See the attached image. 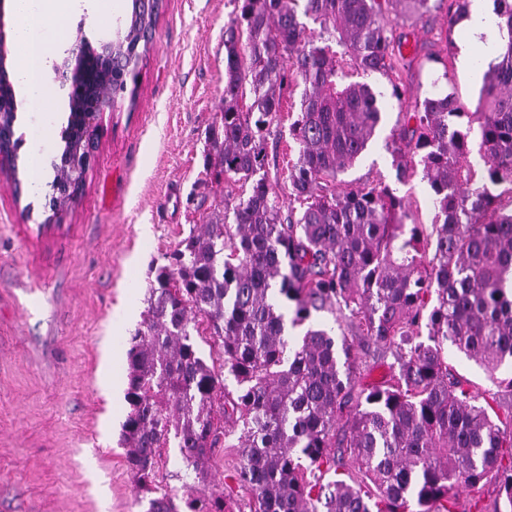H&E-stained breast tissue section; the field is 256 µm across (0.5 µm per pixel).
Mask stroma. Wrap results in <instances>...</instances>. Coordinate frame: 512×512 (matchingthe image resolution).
Masks as SVG:
<instances>
[{
  "label": "stroma",
  "mask_w": 512,
  "mask_h": 512,
  "mask_svg": "<svg viewBox=\"0 0 512 512\" xmlns=\"http://www.w3.org/2000/svg\"><path fill=\"white\" fill-rule=\"evenodd\" d=\"M234 0H162L135 105L100 122L84 189L60 223L43 227L48 191L16 200L9 168L0 169V512H145L118 444L128 405L125 338L141 321L152 263L205 220L241 183L205 181V130L224 106V28ZM395 33L425 53L448 54L452 80L430 67L399 68L401 98L384 76V120L345 180L397 186L420 223L432 224L430 189L421 174L398 184L386 148L401 104L451 94L474 111L491 36L470 44L466 22L447 10L398 17ZM469 46L471 68L460 62ZM352 349L356 388L382 384L393 357L358 337L348 320L323 312ZM455 377L512 417V392L490 382L455 349L445 353Z\"/></svg>",
  "instance_id": "35a3bbf8"
}]
</instances>
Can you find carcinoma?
I'll list each match as a JSON object with an SVG mask.
<instances>
[{
  "label": "carcinoma",
  "instance_id": "cac0c4a2",
  "mask_svg": "<svg viewBox=\"0 0 512 512\" xmlns=\"http://www.w3.org/2000/svg\"><path fill=\"white\" fill-rule=\"evenodd\" d=\"M235 2L224 29V110L206 128L204 168L212 181L251 189L215 204L164 255L126 341L119 444L146 512H232L222 488L178 498L155 484L172 439L186 470L206 481L229 418L242 448L233 478L251 495L250 512H409L412 501L415 512H456L455 489L490 475L512 512V466L503 465L512 432L444 359L451 345L512 392V375L497 377L512 367V0H495V62L475 111L450 94L418 99L387 145L398 181L421 168L435 211L429 229L397 189L339 179L382 121V93L351 74L387 77L404 58L381 0ZM387 3L397 15H424L443 0ZM158 15L133 0L108 49L79 60L71 111L110 81V53L135 59L136 72L112 86L118 102L135 103ZM294 83L303 91L289 126L285 204L268 183L267 146ZM16 110L13 82L3 80L0 121L15 124ZM283 301L294 303L293 325L308 324L293 344ZM322 311L346 312L358 335L394 351L398 368L385 385L353 394L351 348L311 322ZM203 333L224 372L201 355L194 336ZM346 458L359 478L323 482Z\"/></svg>",
  "mask_w": 512,
  "mask_h": 512
}]
</instances>
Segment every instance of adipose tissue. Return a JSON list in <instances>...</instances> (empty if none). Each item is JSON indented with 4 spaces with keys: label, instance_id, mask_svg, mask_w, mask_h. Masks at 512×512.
Returning a JSON list of instances; mask_svg holds the SVG:
<instances>
[{
    "label": "adipose tissue",
    "instance_id": "adipose-tissue-1",
    "mask_svg": "<svg viewBox=\"0 0 512 512\" xmlns=\"http://www.w3.org/2000/svg\"><path fill=\"white\" fill-rule=\"evenodd\" d=\"M10 8L19 111L41 115V122L31 125L28 135L36 141L49 140L66 109L45 80L50 53L71 41V19L81 9L91 10L100 23H107L112 17V0H11Z\"/></svg>",
    "mask_w": 512,
    "mask_h": 512
}]
</instances>
